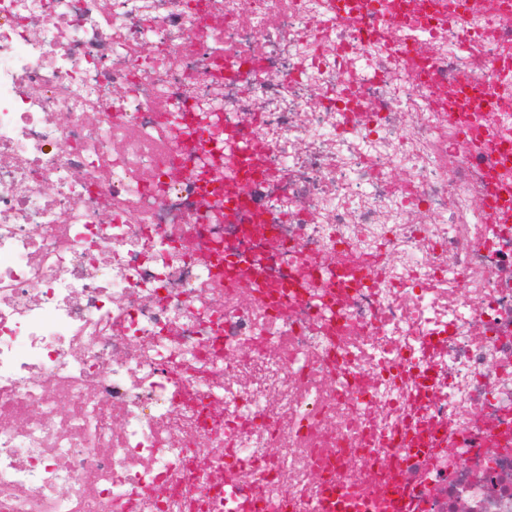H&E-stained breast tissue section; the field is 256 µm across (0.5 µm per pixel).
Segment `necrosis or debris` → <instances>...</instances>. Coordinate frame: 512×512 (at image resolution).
Here are the masks:
<instances>
[{
  "instance_id": "obj_1",
  "label": "necrosis or debris",
  "mask_w": 512,
  "mask_h": 512,
  "mask_svg": "<svg viewBox=\"0 0 512 512\" xmlns=\"http://www.w3.org/2000/svg\"><path fill=\"white\" fill-rule=\"evenodd\" d=\"M400 499L512 512V0H0V512Z\"/></svg>"
}]
</instances>
